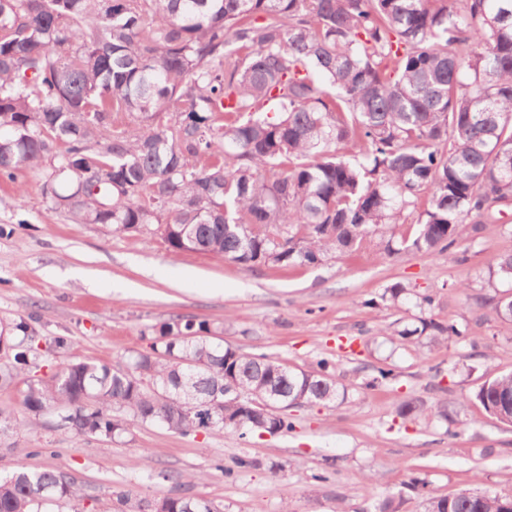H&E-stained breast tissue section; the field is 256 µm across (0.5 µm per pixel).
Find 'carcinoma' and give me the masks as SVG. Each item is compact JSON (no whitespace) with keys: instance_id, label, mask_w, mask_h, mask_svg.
<instances>
[{"instance_id":"carcinoma-1","label":"carcinoma","mask_w":512,"mask_h":512,"mask_svg":"<svg viewBox=\"0 0 512 512\" xmlns=\"http://www.w3.org/2000/svg\"><path fill=\"white\" fill-rule=\"evenodd\" d=\"M27 171L72 222L152 228L174 254L287 266L374 242L391 255L416 213L404 249L442 255L461 225L512 211V0H0V178ZM495 275L512 285V253ZM492 302L512 326V295ZM35 322L0 330V388L24 383L23 412L77 437L118 436L126 416L274 435L292 429L288 408L345 395L334 361L246 354L194 317L160 325L124 368L26 378ZM426 334L460 331L398 332ZM474 398L512 424V373ZM78 497L53 470L0 476V512ZM116 498L120 512H225L180 494ZM423 512H512V492L461 488Z\"/></svg>"}]
</instances>
